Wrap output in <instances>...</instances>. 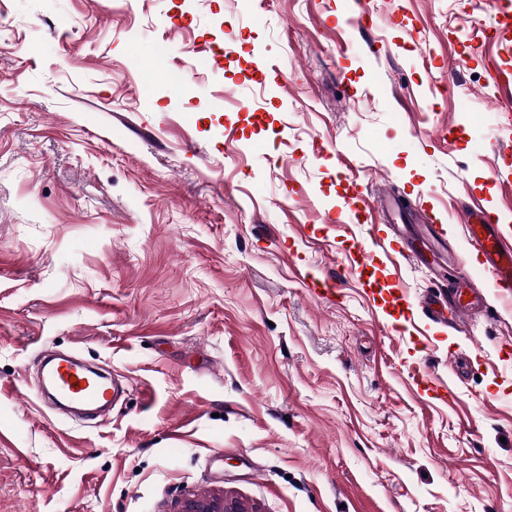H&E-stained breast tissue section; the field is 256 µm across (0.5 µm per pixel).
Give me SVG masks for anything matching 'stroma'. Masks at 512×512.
<instances>
[{
	"instance_id": "35a3bbf8",
	"label": "stroma",
	"mask_w": 512,
	"mask_h": 512,
	"mask_svg": "<svg viewBox=\"0 0 512 512\" xmlns=\"http://www.w3.org/2000/svg\"><path fill=\"white\" fill-rule=\"evenodd\" d=\"M353 8L0 0V512H512V306L460 223L500 212L512 239L497 11ZM350 195L447 224V274L374 250ZM465 281L487 306L458 330L389 304ZM44 351L107 367L124 403L58 415ZM452 354L479 366L453 380ZM178 512H256L236 499L221 496H193L181 502Z\"/></svg>"
}]
</instances>
